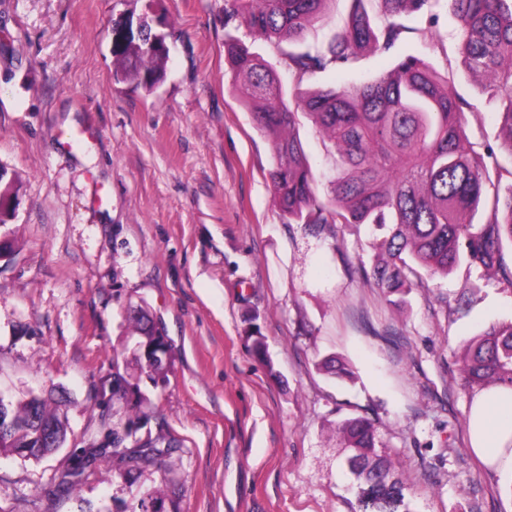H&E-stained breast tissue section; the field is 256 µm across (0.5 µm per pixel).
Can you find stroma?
I'll return each mask as SVG.
<instances>
[{
  "instance_id": "1",
  "label": "stroma",
  "mask_w": 512,
  "mask_h": 512,
  "mask_svg": "<svg viewBox=\"0 0 512 512\" xmlns=\"http://www.w3.org/2000/svg\"><path fill=\"white\" fill-rule=\"evenodd\" d=\"M351 0H326L304 45L326 47ZM148 19L170 49L153 95L112 79V28ZM404 47L475 104L469 140L499 146L483 74L434 51L455 42L447 10L413 13ZM234 35L292 78L273 43L225 23L224 0H0V167L15 213L0 227V395L45 399L66 427L40 458L0 448V512H130L139 491L163 512H363L337 422L377 423L411 512H512V475L484 467L465 420L475 389L460 379L468 342L512 321V286L464 266L411 289L403 304L367 285L365 226L337 243L289 223L271 191L273 147L235 91ZM397 54L362 52L308 90L391 70ZM93 128L76 150L68 116ZM327 194L331 142L306 114L295 128ZM143 311L171 345L164 377L130 338ZM256 323L270 364L246 338ZM327 356L353 376L317 369ZM129 382L112 398V376ZM163 433L175 450L135 481L105 458L70 490L59 475L113 431Z\"/></svg>"
}]
</instances>
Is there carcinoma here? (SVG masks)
<instances>
[{
    "instance_id": "1",
    "label": "carcinoma",
    "mask_w": 512,
    "mask_h": 512,
    "mask_svg": "<svg viewBox=\"0 0 512 512\" xmlns=\"http://www.w3.org/2000/svg\"><path fill=\"white\" fill-rule=\"evenodd\" d=\"M450 4L459 24L454 50L471 72H491L482 93L499 103L496 112L506 136L499 148L468 150L467 113L474 105L461 97L426 60L407 54L395 68L358 83L337 84L304 93L301 83L318 75L349 70L359 51L370 48L400 52L409 30L400 17ZM327 0H224V16L284 52L288 73L297 85L284 96L276 72L240 39L227 36L228 60L241 85L244 104L254 112L259 129L273 143L272 192L288 222L305 224L336 238L337 226L366 224L372 232V270L366 279L390 296L423 283V276L446 277L460 265L498 275L512 286V266L504 258L512 247V0H377L382 20L374 23L365 0L355 6L345 28L328 48L302 50L301 35L317 21ZM112 79L132 83L152 94L163 81L169 53L130 41L113 51ZM304 111L334 143L336 175L325 197L319 196L302 143L292 133L298 111ZM425 275H420L418 270ZM146 368L161 375L169 356L156 358L157 326L132 314ZM463 380L468 387L491 384L512 387V322L492 326L467 345ZM318 368L349 378L347 365L326 358ZM55 427L56 444L34 453L42 456L64 439L60 420L44 402L32 397L6 408L12 432L0 447L37 448L33 406ZM336 430L353 454L348 458L360 489L381 508L388 502L405 506L403 482L371 461L376 428L364 416L346 418ZM164 435L136 437L129 428L112 440L92 443L71 460L60 475L64 488L97 460L111 455L123 465L118 477L130 480L143 467L171 455Z\"/></svg>"
}]
</instances>
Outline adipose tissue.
Returning a JSON list of instances; mask_svg holds the SVG:
<instances>
[{
  "instance_id": "obj_1",
  "label": "adipose tissue",
  "mask_w": 512,
  "mask_h": 512,
  "mask_svg": "<svg viewBox=\"0 0 512 512\" xmlns=\"http://www.w3.org/2000/svg\"><path fill=\"white\" fill-rule=\"evenodd\" d=\"M467 425L476 456L496 471L512 473V387L482 389L473 400Z\"/></svg>"
}]
</instances>
